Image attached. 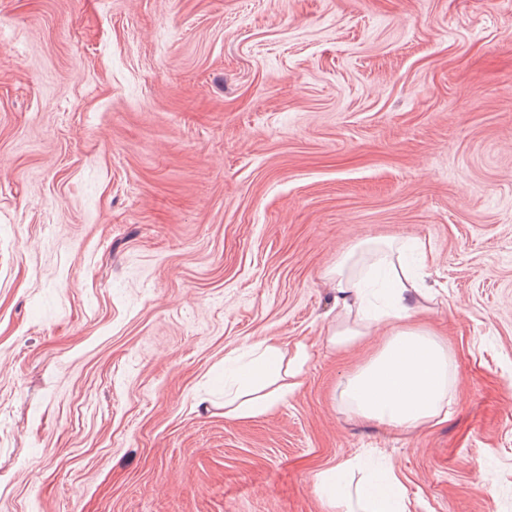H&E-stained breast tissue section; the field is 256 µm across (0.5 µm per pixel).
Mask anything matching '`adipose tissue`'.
Wrapping results in <instances>:
<instances>
[{"instance_id": "obj_1", "label": "adipose tissue", "mask_w": 512, "mask_h": 512, "mask_svg": "<svg viewBox=\"0 0 512 512\" xmlns=\"http://www.w3.org/2000/svg\"><path fill=\"white\" fill-rule=\"evenodd\" d=\"M427 257L421 240L411 244L388 243L372 253V268L384 271L392 287L395 306L387 317L389 337L380 351L350 376L341 391L344 401L362 417L396 430L438 424L448 418L444 402L450 395V359L434 334L422 327L406 326L410 316L409 292L415 283L402 263L405 250ZM342 316L327 342L343 348L369 335L367 325L352 315L368 308L365 278L356 272L352 256L340 259L328 273ZM307 360L305 349L286 356L271 343L256 345L251 359L235 370L236 384L224 392V415L252 418L267 413L287 399L300 384ZM315 486L334 512H408L406 495L394 475H385L349 491L341 469L320 473Z\"/></svg>"}]
</instances>
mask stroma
Returning a JSON list of instances; mask_svg holds the SVG:
<instances>
[{"label": "stroma", "mask_w": 512, "mask_h": 512, "mask_svg": "<svg viewBox=\"0 0 512 512\" xmlns=\"http://www.w3.org/2000/svg\"><path fill=\"white\" fill-rule=\"evenodd\" d=\"M423 240L410 324L445 422L340 386L325 273ZM305 346L267 414L224 359ZM392 469L410 512H512V0H0V512H333Z\"/></svg>", "instance_id": "obj_1"}]
</instances>
